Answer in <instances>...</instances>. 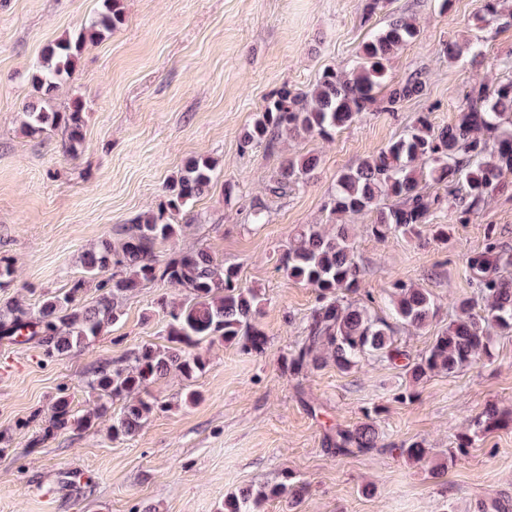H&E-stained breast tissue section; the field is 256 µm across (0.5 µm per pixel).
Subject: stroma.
<instances>
[{"label": "stroma", "instance_id": "stroma-1", "mask_svg": "<svg viewBox=\"0 0 512 512\" xmlns=\"http://www.w3.org/2000/svg\"><path fill=\"white\" fill-rule=\"evenodd\" d=\"M124 20L102 40L86 44L53 104L82 101L84 142L77 156L61 131L30 136L22 112L32 101V66L43 48L79 31L99 0H0V258L15 277L0 288V308L13 301L37 306L83 274L82 252L119 241L136 218L156 208L165 187L192 156L218 161L217 177L193 208L194 221L156 252L206 250L238 269L243 286L261 289L259 327L264 353L200 345L205 371L192 385L200 401L183 405L182 379L168 375L150 390L166 402L133 437L112 439L108 423L64 432L43 445L50 408L68 394L79 411L93 406L86 380L139 346H167L159 297L184 293L143 284L121 300L116 325L68 358L49 362L31 341L0 338V512H217L227 493L281 481L308 483L298 512H467L470 505L512 497V427L479 438L443 477L429 474L447 458L456 437L494 403L512 410V336L495 341L492 360L453 375L435 374L413 400L401 369L378 361L359 371L334 364L298 374L284 361L304 335L315 305L310 286L288 278L278 259L300 224H325V204L341 170L376 154L403 134L416 113L434 126L451 123L469 84L512 77V19L492 32L473 24L476 0H391L370 22L362 0H122ZM415 19L420 37L389 61L391 80L422 71L423 98L396 111L373 107L331 140L296 137L276 151L242 152L240 141L270 95L281 87L310 89L324 68L354 64L362 42L392 17ZM481 40L486 64L472 71L449 64L446 41ZM318 156L307 184L271 195L267 187L284 154ZM234 184L225 195V184ZM264 203L261 223L253 204ZM451 202L432 221L449 225L447 242L371 235L370 216L348 217L362 274L356 298L386 314L391 281L426 289L436 314L422 330H401L411 355L425 352L447 325L453 306L473 291L467 256L496 225L512 250V192L496 196L467 224L452 221ZM381 407L376 421L385 450L333 455L329 429L347 428ZM418 440L428 450L416 465L388 451ZM375 482L373 496L361 488Z\"/></svg>", "mask_w": 512, "mask_h": 512}]
</instances>
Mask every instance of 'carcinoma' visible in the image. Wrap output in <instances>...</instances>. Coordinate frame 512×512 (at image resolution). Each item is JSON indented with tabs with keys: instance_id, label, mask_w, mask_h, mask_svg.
Segmentation results:
<instances>
[{
	"instance_id": "1",
	"label": "carcinoma",
	"mask_w": 512,
	"mask_h": 512,
	"mask_svg": "<svg viewBox=\"0 0 512 512\" xmlns=\"http://www.w3.org/2000/svg\"><path fill=\"white\" fill-rule=\"evenodd\" d=\"M101 11L77 34L49 44L32 74L38 101L27 106L24 128L41 135L55 128L65 135V150L76 155L84 141L85 112L78 101L65 112L49 102L68 79L87 42L103 38L122 23V0H100ZM474 19L481 29H491L501 19L512 18L506 0H477ZM420 30L405 16L394 18L387 28L365 41L358 61L349 70L326 68L307 91L282 87L245 131L240 149L258 147L273 151L288 137L306 135L326 138L333 131L359 120L380 102L393 112L404 101L426 94L427 81L415 72L403 82L387 81V63L404 47L416 42ZM441 52L448 62L460 61L473 68L484 64L480 46L448 41ZM318 166L313 154L286 156L272 176L269 191L280 195L308 183ZM216 165L203 157L188 158L157 208L143 213L118 243L104 241L83 252L84 272L98 279L99 295L81 302L85 278L73 281L66 291L43 299L35 309L14 305L0 314V337L24 336L36 340L45 358L62 360L85 347L120 320L119 300L149 282H163L187 292V302L157 305L165 313L169 345L144 344L128 363L104 365L90 373L88 387L97 396L95 409L78 413L62 396L51 406L48 425L34 440L37 446L64 431L84 429L95 419H111L112 438L134 435L157 410L166 408L150 391L151 384L174 371L185 381L206 368L196 351L204 342H222L243 351L261 352L266 338L258 327L264 294L246 288L238 271L214 261L202 249L159 259L158 243L176 235L174 215L188 217L193 203L212 185ZM512 79L470 85L457 107L454 123L436 128L425 112L415 115L404 134L390 141L356 167L342 170L336 178L329 214L343 218L362 213L374 215L371 233L377 238L392 234L420 235L427 228L433 238L448 239V225L431 224L429 217L443 198L453 200L455 223L467 224L493 197L512 187ZM441 186L444 195H430L422 183ZM476 292L458 300L448 325L418 357L396 343L398 326L425 328L434 315L430 294L397 278L391 283L392 321L372 315L367 305L348 298L357 290L361 267L351 242L350 225L338 224L325 231L319 224H303L290 237L279 258L289 278L311 286L318 305L306 321V336L289 354L288 370L298 373L318 369L325 359L348 372L372 357L403 370L415 384L435 373L455 374L493 357L495 337L512 335V254L503 249L495 226L485 228L480 249L468 258ZM124 401L116 414L115 401ZM512 427V412L486 405L472 428L459 435L455 453L431 469L437 478L448 464L468 453L475 439ZM383 434L368 417L351 428L327 433L328 446L336 455L369 454L384 448ZM405 459L420 463L427 449L419 441L396 448ZM308 494L306 483L288 475L284 480L257 489L224 496L220 512H264L270 500H280L294 512Z\"/></svg>"
}]
</instances>
